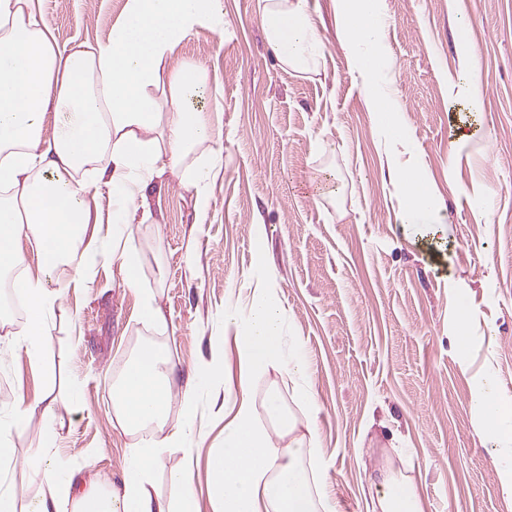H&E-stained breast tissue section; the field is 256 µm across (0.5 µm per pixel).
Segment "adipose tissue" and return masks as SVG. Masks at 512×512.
Returning <instances> with one entry per match:
<instances>
[{
	"label": "adipose tissue",
	"mask_w": 512,
	"mask_h": 512,
	"mask_svg": "<svg viewBox=\"0 0 512 512\" xmlns=\"http://www.w3.org/2000/svg\"><path fill=\"white\" fill-rule=\"evenodd\" d=\"M340 35L348 48L370 42L381 27L373 0H337ZM268 43L283 69L318 71L327 45L309 0H257ZM223 23L221 0H127L125 12L107 40L71 48L59 46L40 0H0V271L18 270L12 282L28 309L16 344L41 368L46 384L55 374L48 361L50 318L59 295L45 286L47 275L74 258L86 266L96 259L118 263L123 285L141 289L138 256L124 239L132 208L147 207V192L165 172L179 176L185 189L204 192L221 160L214 131L203 113L192 110L209 88L196 63H173L178 45L196 28ZM60 121L51 137L42 130L48 112ZM408 200L401 224L437 221L430 191L413 172L404 177ZM112 197V221L93 209L100 189ZM35 246L36 270L23 266L20 239ZM283 321L273 291L258 285L249 308L224 309V333L212 338L208 359L199 363L180 394V415L169 414L170 389L179 369L165 347L136 348L118 376L112 411L128 432L156 434L130 449L121 487L106 492L42 463L53 447L57 399H36L47 420L42 448L29 464L42 493L30 512H200L193 482L194 451L204 441L198 424L200 389L221 385L226 347L234 345L238 388H225L224 445L207 458L208 490L215 512H337L319 490L316 472L324 453L313 420L286 421L276 397L268 414L287 425L290 438L279 447L260 428L252 406L253 375L279 369L289 379L305 376L301 345L285 348ZM490 453L505 473L502 491L512 498V405L503 401L492 375H484L473 397ZM179 448L185 463L169 475L170 493L152 491L153 473L166 449ZM375 512H422L409 481L383 473Z\"/></svg>",
	"instance_id": "ef3b65f1"
}]
</instances>
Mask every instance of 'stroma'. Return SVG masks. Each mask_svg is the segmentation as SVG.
<instances>
[{
    "instance_id": "35a3bbf8",
    "label": "stroma",
    "mask_w": 512,
    "mask_h": 512,
    "mask_svg": "<svg viewBox=\"0 0 512 512\" xmlns=\"http://www.w3.org/2000/svg\"><path fill=\"white\" fill-rule=\"evenodd\" d=\"M327 44L319 74L283 70L256 0H222V28H198L174 62L206 68L201 110L223 149L206 208L165 173L150 210L131 211L139 276L166 323L141 320L118 265L101 262L70 288L78 263L48 279L55 310L51 360L60 374L47 457L75 483L121 486L128 450L152 430L127 433L112 413L113 379L141 343L167 346L180 376L224 333L226 303L249 307L272 280L287 335L308 361L324 464L318 481L338 512H371L368 474L391 470L415 486L423 512H512L503 473L479 432L477 383L493 371L512 402V0H378L384 66L364 73L339 37L336 0H309ZM126 0H41L59 45L108 39ZM477 69L483 93L461 82ZM396 101L389 134L367 104L369 88ZM428 184L447 232L402 228L400 171ZM467 302L468 353L457 352L455 310ZM25 322L0 301V414L42 392L14 335ZM256 418L269 396L303 417L294 384L268 370L251 384ZM31 416L14 434L16 461L0 486L18 507L41 486L26 459L42 446Z\"/></svg>"
}]
</instances>
